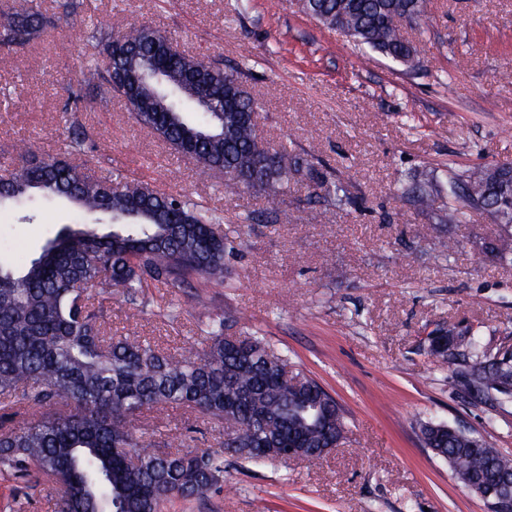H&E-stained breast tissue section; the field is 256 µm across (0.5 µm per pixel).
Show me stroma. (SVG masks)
Wrapping results in <instances>:
<instances>
[{
	"mask_svg": "<svg viewBox=\"0 0 512 512\" xmlns=\"http://www.w3.org/2000/svg\"><path fill=\"white\" fill-rule=\"evenodd\" d=\"M85 16L61 17L44 0L40 32L0 57V156L26 143L37 157L69 154L74 124L89 141L71 156L90 174L144 173L167 194L201 197L239 229L224 258L223 285L149 287L138 304L120 286L95 303L116 335L181 351L200 340L208 313L234 336L264 337L293 371L317 380L345 412L344 438L323 459L260 467L225 461L219 489L172 499L164 512H487L446 461L423 446L425 420L462 423L512 457V403L459 394L437 368L427 336L448 323L483 334L489 352L512 346V264L483 253L492 216L455 225L453 258L435 249L432 215L394 194L401 174L452 163L465 170L512 162V0H427L408 30L409 69L302 14L295 0H87ZM136 23L171 33L179 48L242 68L261 99V135L290 155H313L356 197L322 212L304 181L269 202L250 190L228 198L223 174L202 171L134 123L123 101L83 69L105 59L109 37ZM73 209L38 206L33 223L0 221V265L36 256ZM197 426L195 447L216 446L218 428L181 410L145 412V425ZM48 481L0 474V507L49 512Z\"/></svg>",
	"mask_w": 512,
	"mask_h": 512,
	"instance_id": "obj_1",
	"label": "stroma"
}]
</instances>
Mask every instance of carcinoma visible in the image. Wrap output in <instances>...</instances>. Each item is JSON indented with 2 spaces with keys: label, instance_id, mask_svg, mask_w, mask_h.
<instances>
[{
  "label": "carcinoma",
  "instance_id": "cac0c4a2",
  "mask_svg": "<svg viewBox=\"0 0 512 512\" xmlns=\"http://www.w3.org/2000/svg\"><path fill=\"white\" fill-rule=\"evenodd\" d=\"M300 11L339 29L372 50L412 68L416 50L405 27L424 0H298ZM43 24L41 0H0V55L30 42ZM172 37L133 25L106 46L110 66L100 77L121 96L134 122L203 170H222L225 193L257 189L271 201L288 194L300 175L318 189L327 210L356 205L338 177L308 160H288L265 141L256 118L262 103L239 68L175 52L168 69L153 60ZM224 124V138L201 135ZM14 173L0 177V212L38 197L64 200L86 222L62 228L36 258L0 273V469L18 477H46L64 491L54 512H162L175 497L200 498L224 482L230 455L260 465L295 444L307 460L340 441L345 417L336 400L312 379L288 375V356L260 336L229 345L224 317H208L202 347L185 354L147 339L114 336L101 321L94 292L114 285L125 300L144 298L148 283L179 288L196 279L224 283V257L235 238L221 228L217 209L185 195L161 193L120 173L91 178L68 159L33 161L25 147L10 158ZM448 203L439 224L463 222L466 211H485L497 233L483 250L512 261V163L448 169L446 184L430 167L398 180L397 196L419 213ZM108 219L112 232L96 229ZM466 337L467 354L430 351L462 393L512 401V349L488 352L481 332L447 328ZM181 408L222 429L217 448L163 447L146 438V411ZM432 421L419 423L423 443L448 463L469 491L496 474L512 472V458L448 432L432 437Z\"/></svg>",
  "mask_w": 512,
  "mask_h": 512
}]
</instances>
